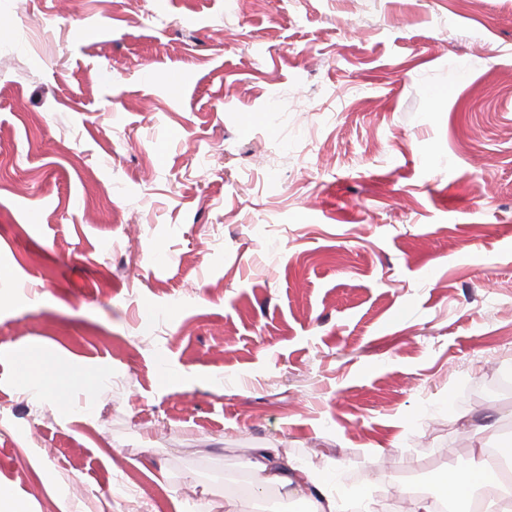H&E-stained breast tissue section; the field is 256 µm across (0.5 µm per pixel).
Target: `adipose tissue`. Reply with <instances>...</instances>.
Returning a JSON list of instances; mask_svg holds the SVG:
<instances>
[{"label": "adipose tissue", "instance_id": "adipose-tissue-1", "mask_svg": "<svg viewBox=\"0 0 512 512\" xmlns=\"http://www.w3.org/2000/svg\"><path fill=\"white\" fill-rule=\"evenodd\" d=\"M16 368L20 391L24 396L50 400L61 419L73 417V405L68 393L63 387L54 385L49 362L42 354L33 353L18 358ZM248 471L253 492L276 488L284 496L303 501L307 512H348L352 501L337 489L334 479L317 476L274 448L257 449L255 457L248 464ZM477 487L483 488L497 501L512 502V480L501 479L497 469L480 460L466 468L450 470L443 481L445 493L457 500L470 499Z\"/></svg>", "mask_w": 512, "mask_h": 512}]
</instances>
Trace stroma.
<instances>
[{"mask_svg":"<svg viewBox=\"0 0 512 512\" xmlns=\"http://www.w3.org/2000/svg\"><path fill=\"white\" fill-rule=\"evenodd\" d=\"M0 485L226 512L279 449L379 512L512 436V0H0ZM66 377L65 421L17 356ZM16 368L20 391L24 396L52 401L63 420L73 417V403L69 400L68 392L63 387L53 385L49 362L42 354L33 353L18 358Z\"/></svg>","mask_w":512,"mask_h":512,"instance_id":"1","label":"stroma"}]
</instances>
